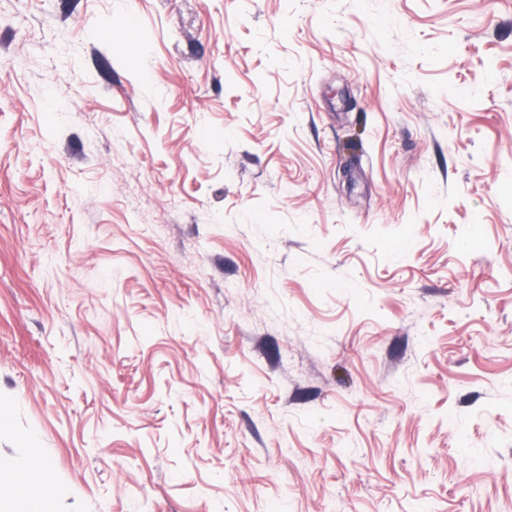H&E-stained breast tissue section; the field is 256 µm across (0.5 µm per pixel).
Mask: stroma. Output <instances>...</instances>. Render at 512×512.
Wrapping results in <instances>:
<instances>
[{
	"label": "stroma",
	"instance_id": "obj_1",
	"mask_svg": "<svg viewBox=\"0 0 512 512\" xmlns=\"http://www.w3.org/2000/svg\"><path fill=\"white\" fill-rule=\"evenodd\" d=\"M59 512H512V0H0V476Z\"/></svg>",
	"mask_w": 512,
	"mask_h": 512
}]
</instances>
